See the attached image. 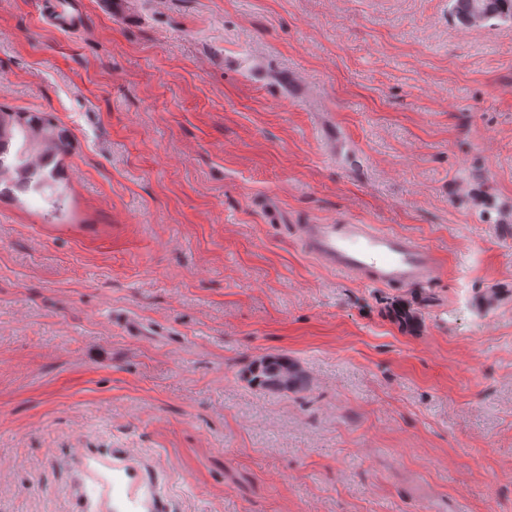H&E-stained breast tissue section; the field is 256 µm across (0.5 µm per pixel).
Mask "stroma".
I'll list each match as a JSON object with an SVG mask.
<instances>
[{
  "label": "stroma",
  "mask_w": 512,
  "mask_h": 512,
  "mask_svg": "<svg viewBox=\"0 0 512 512\" xmlns=\"http://www.w3.org/2000/svg\"><path fill=\"white\" fill-rule=\"evenodd\" d=\"M54 2L0 0V108L71 139L61 210L0 198V512H128L152 478L168 512H512V24L83 0L70 35ZM341 218L444 271L320 268L300 227ZM277 353L304 389L243 379Z\"/></svg>",
  "instance_id": "1"
}]
</instances>
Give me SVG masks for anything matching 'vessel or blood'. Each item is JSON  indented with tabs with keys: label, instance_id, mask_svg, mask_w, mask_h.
Instances as JSON below:
<instances>
[{
	"label": "vessel or blood",
	"instance_id": "obj_1",
	"mask_svg": "<svg viewBox=\"0 0 512 512\" xmlns=\"http://www.w3.org/2000/svg\"><path fill=\"white\" fill-rule=\"evenodd\" d=\"M301 233L320 267L376 286L416 288L434 282L440 271L428 246L372 224L341 219L303 225Z\"/></svg>",
	"mask_w": 512,
	"mask_h": 512
}]
</instances>
